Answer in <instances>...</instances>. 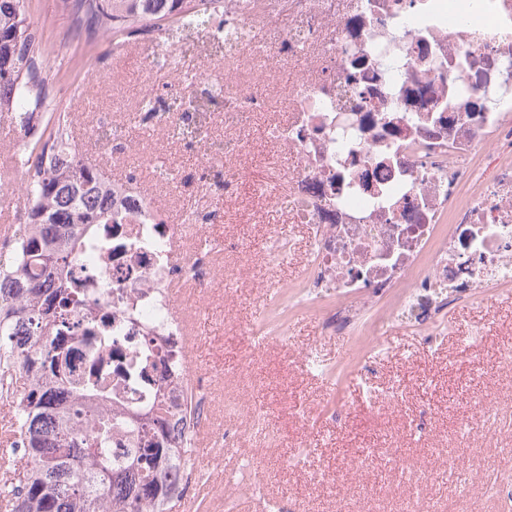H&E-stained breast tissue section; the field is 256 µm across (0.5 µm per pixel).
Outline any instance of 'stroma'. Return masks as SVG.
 <instances>
[{"mask_svg":"<svg viewBox=\"0 0 512 512\" xmlns=\"http://www.w3.org/2000/svg\"><path fill=\"white\" fill-rule=\"evenodd\" d=\"M33 17L44 26L62 61L60 74L70 93L55 97L57 108L76 115L81 149L94 150V126L120 114L136 121L125 106L144 84L163 83L156 68L158 49L134 46L115 59L112 40L93 47L71 39V23L54 0H35ZM280 110L256 118L242 159L248 168L223 220L208 225L213 245H228L224 280L212 300L188 297L198 336L199 368L208 372L216 408L228 428L238 429L236 453L219 467L200 460L215 502L199 512L231 504L235 512H264V501L287 502L297 512H406L409 500L431 504L433 512H504L500 485L512 482V368L503 353L512 347V288L479 293L449 308L436 323L419 325L389 317L387 302L367 310L345 335L326 336L308 303L286 304L302 284L311 249L306 224H288L269 200L283 194L280 171L292 165L269 139L268 123L286 124ZM155 166L179 173L175 190L147 178L145 187L161 203L180 210L197 197L200 157L167 147L155 131L139 130ZM282 252L270 262L269 248ZM435 336L439 345L428 346ZM399 388L396 405L371 404L369 392ZM493 399L488 421L479 407ZM426 419L425 431L410 421ZM299 451V464L284 470L279 459ZM373 454L366 471L356 461ZM452 459L453 472L428 482ZM339 473L338 481L310 485L309 471Z\"/></svg>","mask_w":512,"mask_h":512,"instance_id":"1","label":"stroma"}]
</instances>
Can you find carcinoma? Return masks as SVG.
Wrapping results in <instances>:
<instances>
[{"mask_svg": "<svg viewBox=\"0 0 512 512\" xmlns=\"http://www.w3.org/2000/svg\"><path fill=\"white\" fill-rule=\"evenodd\" d=\"M58 2L90 37L135 39L151 28L184 40L210 26L224 42V0ZM36 27L30 0H0V121L17 133L23 197V220L0 248V404L14 413L11 449L27 463L19 483L3 487L11 512H172L183 498L179 458L190 460L195 442L187 435L174 446L165 405L151 406L147 423L128 420L139 455L118 469L111 427H81L83 407L64 398L66 388L84 390L66 372L69 269L95 248L107 254L92 227L123 217L112 212V178L72 147L74 113L51 107L61 67Z\"/></svg>", "mask_w": 512, "mask_h": 512, "instance_id": "obj_1", "label": "carcinoma"}]
</instances>
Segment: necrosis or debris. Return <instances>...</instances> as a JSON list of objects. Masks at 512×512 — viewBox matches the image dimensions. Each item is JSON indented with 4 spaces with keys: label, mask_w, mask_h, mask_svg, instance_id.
Masks as SVG:
<instances>
[{
    "label": "necrosis or debris",
    "mask_w": 512,
    "mask_h": 512,
    "mask_svg": "<svg viewBox=\"0 0 512 512\" xmlns=\"http://www.w3.org/2000/svg\"><path fill=\"white\" fill-rule=\"evenodd\" d=\"M188 50L194 74L167 95L147 86L137 109L180 146L187 130L204 141L221 121L201 165L220 173L227 200L244 176L250 117L274 102L290 112L271 128L293 160L276 203L316 228L301 294L334 293L327 333L345 334L388 296L390 315L433 321L460 289L512 282V0H224L220 113L190 111L210 94L213 54L203 32ZM300 55L309 67L283 85ZM112 201L123 222L97 227L111 253L74 268L69 369L89 381L96 417L145 409L162 378L184 394L187 433L213 431L212 384L190 363L179 299L210 297L223 278L216 250L197 243L214 215L197 211L186 239L137 167L113 172ZM135 369L152 383L134 382Z\"/></svg>",
    "instance_id": "necrosis-or-debris-1"
}]
</instances>
